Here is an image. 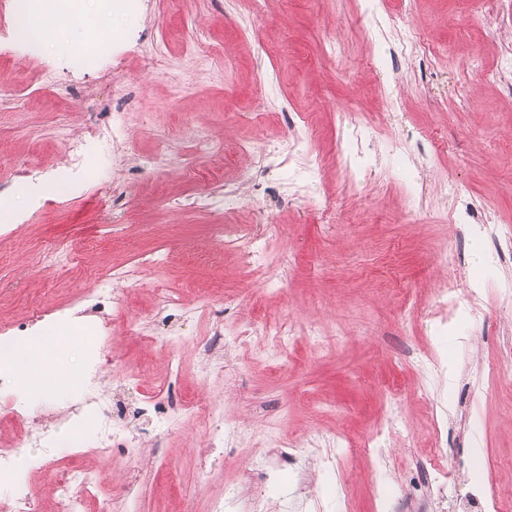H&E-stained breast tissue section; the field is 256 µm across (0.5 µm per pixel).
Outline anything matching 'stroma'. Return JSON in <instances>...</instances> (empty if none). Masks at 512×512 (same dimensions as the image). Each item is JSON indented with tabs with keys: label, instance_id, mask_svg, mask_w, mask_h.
Segmentation results:
<instances>
[{
	"label": "stroma",
	"instance_id": "35a3bbf8",
	"mask_svg": "<svg viewBox=\"0 0 512 512\" xmlns=\"http://www.w3.org/2000/svg\"><path fill=\"white\" fill-rule=\"evenodd\" d=\"M21 5L0 0V199L22 210L14 240L0 239V322L68 306L126 262L104 239L105 218L166 258L135 282H104L123 305L109 335L82 339L79 317L57 323L73 337L63 352L72 369L100 351L99 385L138 444L134 481L120 450L92 458L103 492L126 496L127 512H211L217 498L237 512L512 505V362L491 364L512 340V261L495 253L512 233V71L501 66L512 54V0L494 16L482 0H417L373 40L365 0H135L127 13L87 0L40 48L11 32ZM109 26L122 39L81 63L74 51L85 31ZM160 41L159 66L142 67ZM216 46L224 67L203 66ZM492 70L500 79L483 80ZM116 83L131 94L126 132L96 157L98 180L128 197L112 211L72 174L62 136L106 121ZM464 83L467 110L454 94ZM250 112L258 121L242 122ZM352 113L372 129L363 158L348 163L337 146L352 137ZM194 128L222 148L223 177L208 179L210 161L188 137ZM244 140L270 155L254 185L240 180L254 165L239 151ZM59 178L71 190L55 199L30 207L19 193ZM453 183L466 186L464 197L450 193ZM204 184L211 205L199 209L192 201ZM220 224L264 235L277 287L216 252ZM57 242L76 272L40 264ZM450 278L464 289L482 281L483 312L439 330L428 313ZM161 286L198 294L159 316L151 299ZM408 288L419 289L416 300ZM220 293L227 303L206 304ZM256 314L293 324L287 362L254 340L204 354L213 326L229 331ZM313 325L323 347L306 337ZM157 336L181 339V376L159 415L148 408L168 375ZM431 354L440 370L422 367ZM17 396L45 418L76 404L80 385L35 381ZM187 401L223 404L245 438L210 451ZM376 427L385 430L381 450L328 444ZM272 429L291 447L264 444ZM439 466L448 482L427 496L418 477Z\"/></svg>",
	"mask_w": 512,
	"mask_h": 512
}]
</instances>
